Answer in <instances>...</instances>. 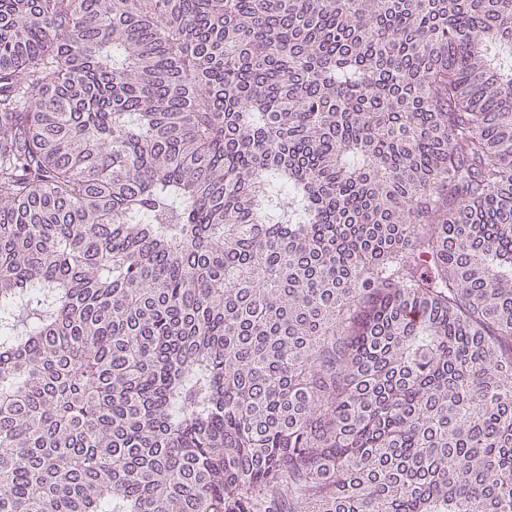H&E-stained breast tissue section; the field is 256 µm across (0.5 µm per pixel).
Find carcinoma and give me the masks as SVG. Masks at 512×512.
<instances>
[{"instance_id":"obj_1","label":"carcinoma","mask_w":512,"mask_h":512,"mask_svg":"<svg viewBox=\"0 0 512 512\" xmlns=\"http://www.w3.org/2000/svg\"><path fill=\"white\" fill-rule=\"evenodd\" d=\"M0 512H512V0H0Z\"/></svg>"}]
</instances>
